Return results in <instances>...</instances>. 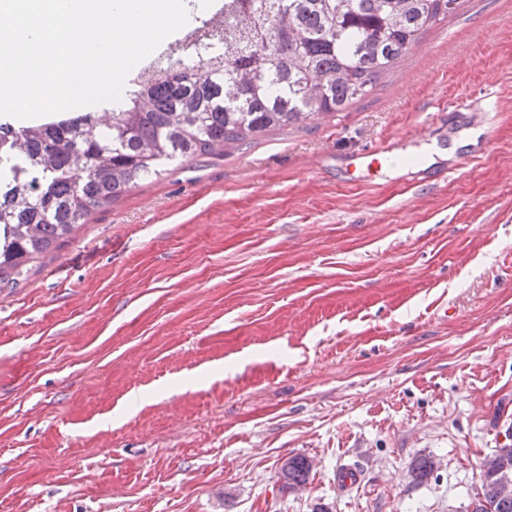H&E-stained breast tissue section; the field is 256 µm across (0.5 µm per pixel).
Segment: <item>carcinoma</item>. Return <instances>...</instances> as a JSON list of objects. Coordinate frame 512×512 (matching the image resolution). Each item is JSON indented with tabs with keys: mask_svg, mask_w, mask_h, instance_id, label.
<instances>
[{
	"mask_svg": "<svg viewBox=\"0 0 512 512\" xmlns=\"http://www.w3.org/2000/svg\"><path fill=\"white\" fill-rule=\"evenodd\" d=\"M448 0H235L218 24L224 59L177 57L152 87L129 85L106 117L55 115L26 126L0 120V288L27 277L35 256L167 164L199 160L257 136L342 112L436 22ZM311 463L291 457L284 487L306 484ZM434 472L424 458L410 474ZM512 446L480 470L471 512H512Z\"/></svg>",
	"mask_w": 512,
	"mask_h": 512,
	"instance_id": "obj_1",
	"label": "carcinoma"
}]
</instances>
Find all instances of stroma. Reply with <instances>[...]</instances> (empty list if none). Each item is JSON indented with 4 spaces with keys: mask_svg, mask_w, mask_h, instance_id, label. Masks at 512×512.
<instances>
[{
    "mask_svg": "<svg viewBox=\"0 0 512 512\" xmlns=\"http://www.w3.org/2000/svg\"><path fill=\"white\" fill-rule=\"evenodd\" d=\"M421 129L432 177L352 165ZM511 428L512 0H460L345 111L171 164L0 288V512H468ZM311 471V463L305 457H291L282 468L284 487L296 489L306 484Z\"/></svg>",
    "mask_w": 512,
    "mask_h": 512,
    "instance_id": "35a3bbf8",
    "label": "stroma"
}]
</instances>
